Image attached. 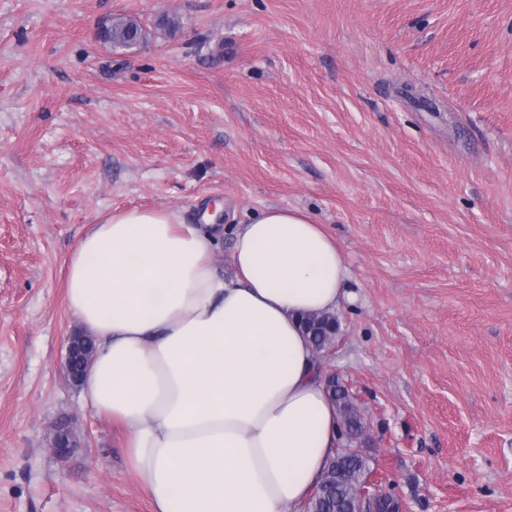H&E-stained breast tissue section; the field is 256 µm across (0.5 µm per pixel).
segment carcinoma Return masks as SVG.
<instances>
[{
  "label": "carcinoma",
  "mask_w": 512,
  "mask_h": 512,
  "mask_svg": "<svg viewBox=\"0 0 512 512\" xmlns=\"http://www.w3.org/2000/svg\"><path fill=\"white\" fill-rule=\"evenodd\" d=\"M140 35V25L131 20L116 23L106 32L111 43L121 46L134 44ZM306 330L311 333L314 344L326 349L337 337L339 321L334 316L310 318L306 320ZM332 400L343 423L355 428L360 426L363 414L354 400L339 391ZM368 466L369 459L361 452L347 445L337 448L318 485V497L308 502L311 512H352L361 474Z\"/></svg>",
  "instance_id": "obj_1"
}]
</instances>
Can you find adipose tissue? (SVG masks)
<instances>
[{
	"mask_svg": "<svg viewBox=\"0 0 512 512\" xmlns=\"http://www.w3.org/2000/svg\"><path fill=\"white\" fill-rule=\"evenodd\" d=\"M215 236L157 210L91 226L66 277L95 340L82 398L125 430L152 512H298L340 443L299 318L340 310L349 268L298 208L238 225L231 276Z\"/></svg>",
	"mask_w": 512,
	"mask_h": 512,
	"instance_id": "adipose-tissue-1",
	"label": "adipose tissue"
}]
</instances>
